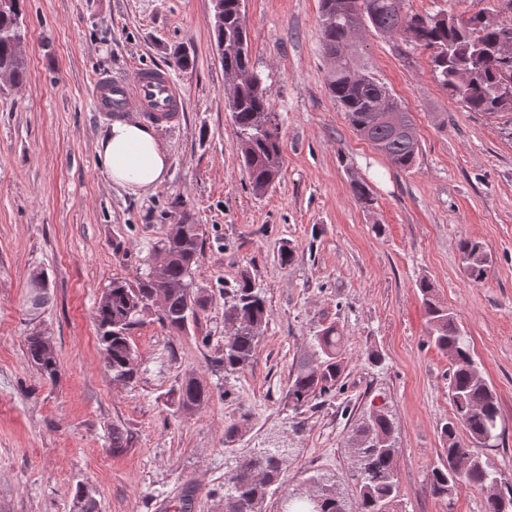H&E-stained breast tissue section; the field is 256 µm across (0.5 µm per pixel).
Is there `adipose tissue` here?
Masks as SVG:
<instances>
[{
    "label": "adipose tissue",
    "instance_id": "1",
    "mask_svg": "<svg viewBox=\"0 0 512 512\" xmlns=\"http://www.w3.org/2000/svg\"><path fill=\"white\" fill-rule=\"evenodd\" d=\"M98 162L112 183L140 194L164 182L169 152L152 127L125 118L114 122L97 146Z\"/></svg>",
    "mask_w": 512,
    "mask_h": 512
}]
</instances>
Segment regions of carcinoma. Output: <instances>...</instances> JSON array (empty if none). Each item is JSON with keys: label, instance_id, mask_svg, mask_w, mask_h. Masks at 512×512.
Segmentation results:
<instances>
[{"label": "carcinoma", "instance_id": "carcinoma-1", "mask_svg": "<svg viewBox=\"0 0 512 512\" xmlns=\"http://www.w3.org/2000/svg\"><path fill=\"white\" fill-rule=\"evenodd\" d=\"M354 0H321V46L331 67L326 84L330 96L344 112L357 135L383 154L394 166L409 170L419 154L415 125L404 106L388 87L358 60L353 48V31L348 27ZM372 8L363 18L364 26L380 35L403 36L431 52L435 78L470 112L489 116L512 112V19L492 26L481 23L477 13L465 20L448 14L407 15L400 0H369ZM224 19L213 25V42L224 65V79L231 87L228 109L236 128L238 158L242 171L256 195L267 193L278 181L282 169L283 146L278 114L270 108L261 79L251 63L249 34L243 0H219ZM27 37L20 0H10L0 9V71L8 74L13 86L28 81L26 58L16 53L15 43ZM195 58L181 46L170 53V65L177 70L193 67ZM353 200L368 208L374 202L370 186L359 179L350 183ZM202 228L186 221L172 224L155 248L162 263L146 261L145 271L133 282L114 280L103 292L96 307L95 323L102 360L112 380L132 383L136 379V352L129 331L146 316L173 335L185 333L198 322L207 303L194 283V266L202 243ZM465 272L470 280L486 279L490 256L485 246L468 239L460 247ZM419 292L428 318L427 342L448 356V398L454 419L441 427L444 448L438 465L431 469L427 492L447 498L461 484L490 489L498 482L505 489L487 494L484 512H512V485L475 449L493 447L499 440L495 422L500 406L474 360L466 336L455 316L441 305L432 284L422 280ZM269 309L261 289L244 278L224 300V320L235 324L224 337V349L216 362L224 372L243 369L252 359ZM27 358L41 377L53 382L60 372L56 346L40 331L24 336ZM343 336L331 324L311 338L310 353L296 366L284 396L285 404L297 411L336 392L341 381ZM211 399V391L194 377L182 380L177 388L178 408L197 410ZM464 433H459V430ZM394 423L382 412L359 420L353 430L355 466L351 480L355 500L346 501L330 478L309 477L320 492L314 506L300 489L286 490L281 500L286 512H392L398 497L393 441ZM108 451L114 456L131 447V437L114 426L108 437ZM288 455L275 448H258L241 457L224 472V512H264L274 486L281 477ZM96 492L76 484L74 512H99Z\"/></svg>", "mask_w": 512, "mask_h": 512}]
</instances>
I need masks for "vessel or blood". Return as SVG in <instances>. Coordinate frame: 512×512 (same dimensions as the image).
<instances>
[{
    "instance_id": "b4317fda",
    "label": "vessel or blood",
    "mask_w": 512,
    "mask_h": 512,
    "mask_svg": "<svg viewBox=\"0 0 512 512\" xmlns=\"http://www.w3.org/2000/svg\"><path fill=\"white\" fill-rule=\"evenodd\" d=\"M93 100L103 115L145 117L166 123L182 109V96L169 71L138 67L124 79L95 77Z\"/></svg>"
}]
</instances>
